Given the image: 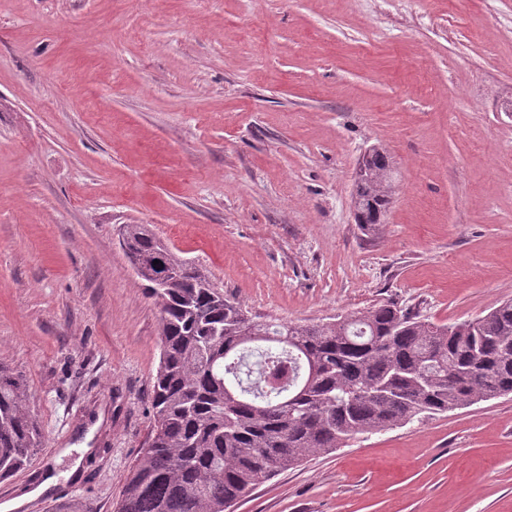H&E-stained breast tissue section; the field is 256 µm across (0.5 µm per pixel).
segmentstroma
Wrapping results in <instances>:
<instances>
[{"instance_id":"35a3bbf8","label":"stroma","mask_w":512,"mask_h":512,"mask_svg":"<svg viewBox=\"0 0 512 512\" xmlns=\"http://www.w3.org/2000/svg\"><path fill=\"white\" fill-rule=\"evenodd\" d=\"M374 146L396 186L365 232ZM127 224L264 318L485 315L512 299V0H0V363L44 433L0 508L116 512L142 455L160 309ZM235 512H512V394ZM389 156L384 151L376 152L366 162V170L356 169L355 191L353 202L357 203L359 213L355 218L356 224L370 227L372 224H383L387 209L391 203L392 193H387L380 181L379 175H386V165Z\"/></svg>"}]
</instances>
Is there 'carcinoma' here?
<instances>
[{
    "instance_id": "carcinoma-1",
    "label": "carcinoma",
    "mask_w": 512,
    "mask_h": 512,
    "mask_svg": "<svg viewBox=\"0 0 512 512\" xmlns=\"http://www.w3.org/2000/svg\"><path fill=\"white\" fill-rule=\"evenodd\" d=\"M381 150L355 172V222L384 223ZM122 245L160 305L153 426L118 512H228L304 458L359 435L512 394V300L453 324L394 304L294 323L220 293L145 224ZM41 445L22 379L0 367V479Z\"/></svg>"
}]
</instances>
